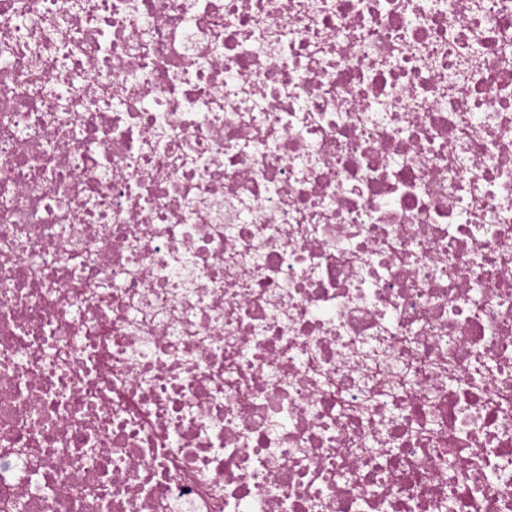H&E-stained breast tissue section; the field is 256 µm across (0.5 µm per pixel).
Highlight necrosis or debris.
<instances>
[{
    "label": "necrosis or debris",
    "instance_id": "necrosis-or-debris-1",
    "mask_svg": "<svg viewBox=\"0 0 512 512\" xmlns=\"http://www.w3.org/2000/svg\"><path fill=\"white\" fill-rule=\"evenodd\" d=\"M0 512H512V0H0Z\"/></svg>",
    "mask_w": 512,
    "mask_h": 512
}]
</instances>
